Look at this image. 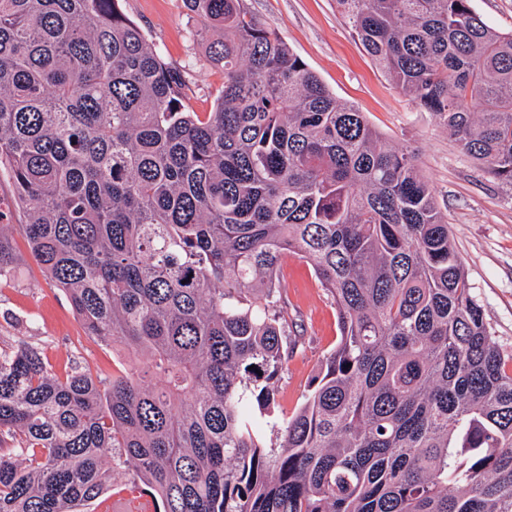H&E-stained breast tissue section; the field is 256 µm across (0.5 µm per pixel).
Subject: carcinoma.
Returning a JSON list of instances; mask_svg holds the SVG:
<instances>
[{
  "mask_svg": "<svg viewBox=\"0 0 512 512\" xmlns=\"http://www.w3.org/2000/svg\"><path fill=\"white\" fill-rule=\"evenodd\" d=\"M224 74L188 104L119 0H0V167L103 383L0 349V512H81L128 477L154 512H512V354L414 151L340 101L246 0H183ZM395 88L512 185V34L470 0H336ZM0 224V282L14 275ZM311 264L339 340L274 416L280 268ZM279 427V450L266 443Z\"/></svg>",
  "mask_w": 512,
  "mask_h": 512,
  "instance_id": "cac0c4a2",
  "label": "carcinoma"
}]
</instances>
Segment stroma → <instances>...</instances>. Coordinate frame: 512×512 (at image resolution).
Masks as SVG:
<instances>
[{"mask_svg":"<svg viewBox=\"0 0 512 512\" xmlns=\"http://www.w3.org/2000/svg\"><path fill=\"white\" fill-rule=\"evenodd\" d=\"M247 6L391 145L416 150L490 332L504 351H512V185L460 153L431 113L398 93L352 35L335 0H247ZM121 8L166 60L190 64L191 109L213 111L223 74L205 57L201 19L182 0H121ZM12 238L18 266L13 278L0 282V348L22 341L37 345L61 377L86 368L105 380L131 369L133 356L86 333L63 292L31 256L24 235L16 230ZM280 278L298 344L275 381V413L288 418L302 405L339 331L336 307L310 265L289 259Z\"/></svg>","mask_w":512,"mask_h":512,"instance_id":"35a3bbf8","label":"stroma"}]
</instances>
